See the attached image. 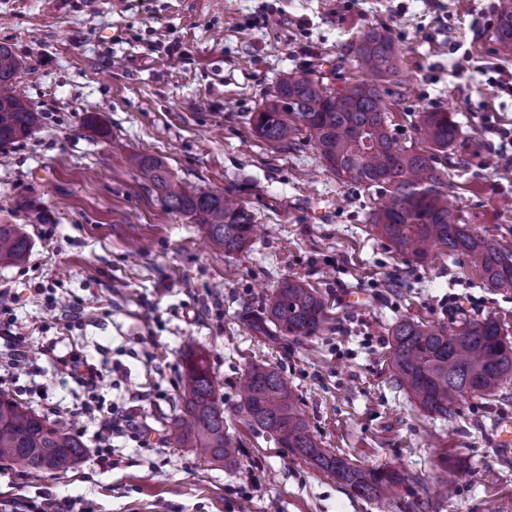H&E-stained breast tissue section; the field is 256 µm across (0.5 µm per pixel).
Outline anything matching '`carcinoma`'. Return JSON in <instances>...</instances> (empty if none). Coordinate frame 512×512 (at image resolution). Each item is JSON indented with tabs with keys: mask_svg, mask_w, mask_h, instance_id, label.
<instances>
[{
	"mask_svg": "<svg viewBox=\"0 0 512 512\" xmlns=\"http://www.w3.org/2000/svg\"><path fill=\"white\" fill-rule=\"evenodd\" d=\"M493 41L512 55V10H501ZM356 69L334 90L309 68L284 74L270 99L249 121L254 133L283 150L307 137L327 169L345 182L375 188L384 202L370 214L377 233L402 258L426 259L436 247L451 258H469L483 284L512 292V254L473 235L448 199V148L461 131L453 115L425 109L413 125L410 144L393 134L392 107L384 84L397 82L399 50L391 36L370 29L354 46ZM20 60L0 44V147L25 138L39 123L17 95ZM140 178L156 189L170 211L196 215L211 242L234 254L251 245L253 220L238 200L174 180L153 157L138 161ZM24 225L0 224V262L19 263L30 249ZM260 320L275 333L295 339L317 336L328 323L324 300L309 283L288 278L275 290ZM393 380L424 412L442 420L459 416L467 392L493 397L512 380V342L493 318L463 319L456 327L402 319L391 329ZM244 410L251 422L313 467L328 472L356 495L392 504L396 490L422 481L418 474L389 466L366 468L346 455L319 446L295 387L267 363L250 365L244 376ZM166 440L190 448L207 462L234 461L236 442L224 430V407L203 353L186 358V382L179 413ZM86 446L62 425L15 398L0 393V461L31 474L66 473L85 459Z\"/></svg>",
	"mask_w": 512,
	"mask_h": 512,
	"instance_id": "1",
	"label": "carcinoma"
}]
</instances>
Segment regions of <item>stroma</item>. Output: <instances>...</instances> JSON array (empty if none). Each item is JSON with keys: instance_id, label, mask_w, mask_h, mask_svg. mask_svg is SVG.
Listing matches in <instances>:
<instances>
[{"instance_id": "1", "label": "stroma", "mask_w": 512, "mask_h": 512, "mask_svg": "<svg viewBox=\"0 0 512 512\" xmlns=\"http://www.w3.org/2000/svg\"><path fill=\"white\" fill-rule=\"evenodd\" d=\"M504 0H0V43L22 62L17 91L40 122L0 147V224L25 225L27 260L0 263L29 372L0 367V392L61 422L87 448L82 465L34 476L0 463V512H387L354 496L261 428L241 402L248 366L288 376L322 447L358 464L421 473L399 490L425 512H512V383L470 398L441 421L392 381L390 329L402 319L447 325L495 318L512 339V294L483 285L467 258L402 259L367 223L378 192L336 179L312 141L288 151L249 123L283 74L354 75L350 51L372 28L401 51L393 133L410 143L426 108L455 114L448 189L474 234L512 251V72L490 36ZM163 160L187 187L238 198L260 227L225 255L196 217L168 211L137 177ZM301 277L326 303L318 336H270L255 322L277 286ZM84 307L72 319L65 305ZM204 350L237 442L232 465L207 464L166 440L189 347ZM76 351L104 375L88 390L61 374ZM144 392L137 427L114 438L109 464L97 425L76 414L96 401L123 411ZM460 461L443 470L441 454Z\"/></svg>"}]
</instances>
